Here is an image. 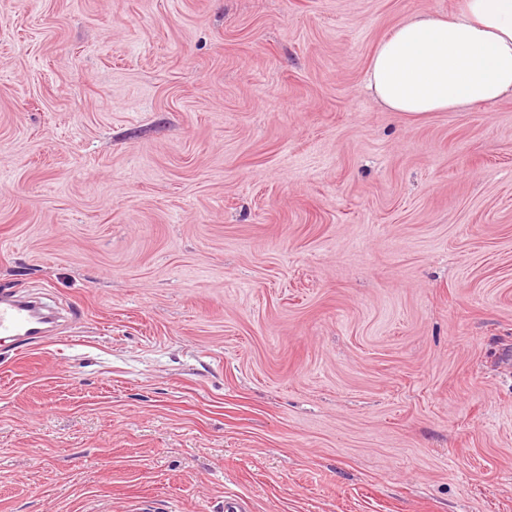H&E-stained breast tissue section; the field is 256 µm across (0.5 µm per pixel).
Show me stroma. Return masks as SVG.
I'll list each match as a JSON object with an SVG mask.
<instances>
[{
	"label": "stroma",
	"mask_w": 512,
	"mask_h": 512,
	"mask_svg": "<svg viewBox=\"0 0 512 512\" xmlns=\"http://www.w3.org/2000/svg\"><path fill=\"white\" fill-rule=\"evenodd\" d=\"M457 0H0V512H512V97L400 117ZM40 308L34 302L22 298L1 296L0 299V336L15 340L39 338L47 332L46 319L36 315Z\"/></svg>",
	"instance_id": "stroma-1"
}]
</instances>
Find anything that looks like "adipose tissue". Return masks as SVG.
Listing matches in <instances>:
<instances>
[{"label":"adipose tissue","mask_w":512,"mask_h":512,"mask_svg":"<svg viewBox=\"0 0 512 512\" xmlns=\"http://www.w3.org/2000/svg\"><path fill=\"white\" fill-rule=\"evenodd\" d=\"M367 88L403 117L512 95V0H459L448 14L400 22L376 44Z\"/></svg>","instance_id":"ef3b65f1"}]
</instances>
